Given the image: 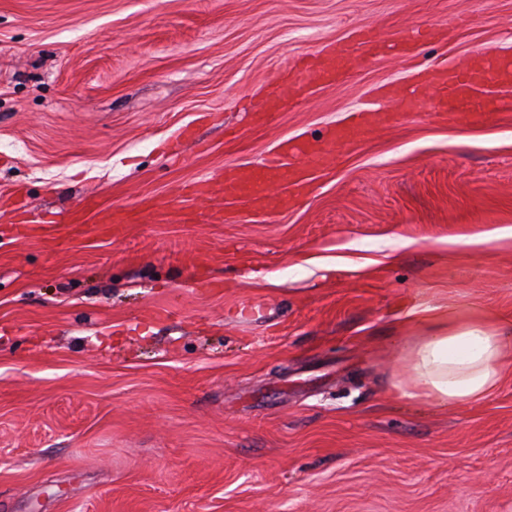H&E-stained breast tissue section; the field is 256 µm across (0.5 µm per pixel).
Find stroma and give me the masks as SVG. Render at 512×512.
<instances>
[{
	"mask_svg": "<svg viewBox=\"0 0 512 512\" xmlns=\"http://www.w3.org/2000/svg\"><path fill=\"white\" fill-rule=\"evenodd\" d=\"M435 23L256 119L354 31ZM477 47L512 56V0H0V512H512V374L394 386L410 303L512 309V248L448 259L512 227V110L394 109L286 210L193 192Z\"/></svg>",
	"mask_w": 512,
	"mask_h": 512,
	"instance_id": "35a3bbf8",
	"label": "stroma"
}]
</instances>
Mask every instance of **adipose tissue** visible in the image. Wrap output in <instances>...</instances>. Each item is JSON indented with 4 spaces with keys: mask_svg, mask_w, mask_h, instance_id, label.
<instances>
[{
    "mask_svg": "<svg viewBox=\"0 0 512 512\" xmlns=\"http://www.w3.org/2000/svg\"><path fill=\"white\" fill-rule=\"evenodd\" d=\"M399 327L408 346L395 387L403 396L443 406L489 399L512 363V311L448 315L414 304Z\"/></svg>",
    "mask_w": 512,
    "mask_h": 512,
    "instance_id": "obj_1",
    "label": "adipose tissue"
}]
</instances>
